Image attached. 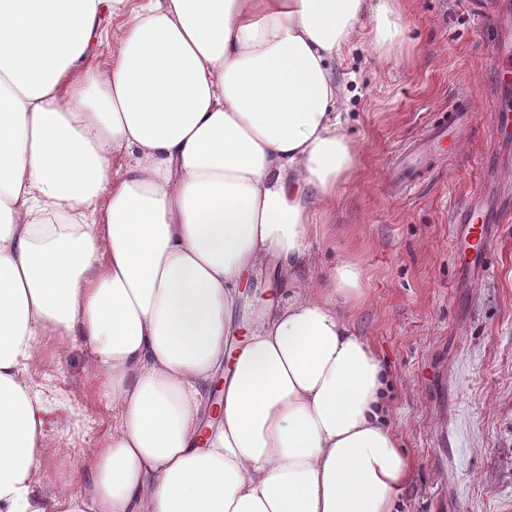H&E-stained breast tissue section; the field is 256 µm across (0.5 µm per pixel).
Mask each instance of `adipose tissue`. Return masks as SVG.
Listing matches in <instances>:
<instances>
[{"label":"adipose tissue","mask_w":512,"mask_h":512,"mask_svg":"<svg viewBox=\"0 0 512 512\" xmlns=\"http://www.w3.org/2000/svg\"><path fill=\"white\" fill-rule=\"evenodd\" d=\"M366 17L395 59L404 0H0V512H395L358 265L314 252L357 166L336 68ZM78 347L112 427L48 496L68 404L28 363Z\"/></svg>","instance_id":"obj_1"}]
</instances>
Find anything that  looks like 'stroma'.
<instances>
[{
  "label": "stroma",
  "instance_id": "obj_1",
  "mask_svg": "<svg viewBox=\"0 0 512 512\" xmlns=\"http://www.w3.org/2000/svg\"><path fill=\"white\" fill-rule=\"evenodd\" d=\"M470 4L409 0L399 62H376L363 38L339 69L345 132L360 146V166L315 253L320 268L348 260L360 268L365 300L354 329L389 372L390 421L413 464L396 512H512V175L503 169L512 129L493 127L495 110L512 109V86H500L493 33ZM465 91L474 112L462 148L404 193L389 178L391 154ZM471 202L494 237L478 269L458 257L455 219ZM29 374L89 414L96 435L111 428L86 351L71 352L59 369L35 359ZM55 443L40 472L50 495L71 461L95 449L94 437Z\"/></svg>",
  "mask_w": 512,
  "mask_h": 512
}]
</instances>
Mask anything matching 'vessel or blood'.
Returning a JSON list of instances; mask_svg holds the SVG:
<instances>
[{"instance_id": "b4317fda", "label": "vessel or blood", "mask_w": 512, "mask_h": 512, "mask_svg": "<svg viewBox=\"0 0 512 512\" xmlns=\"http://www.w3.org/2000/svg\"><path fill=\"white\" fill-rule=\"evenodd\" d=\"M471 112L469 96H461L457 105L449 110L447 119L427 124L417 138L405 143L397 151L389 171L403 190L416 189L441 161L455 156L470 125ZM460 221L465 226L458 241L463 251L478 256L490 249L488 228L480 220L475 208L464 210Z\"/></svg>"}]
</instances>
